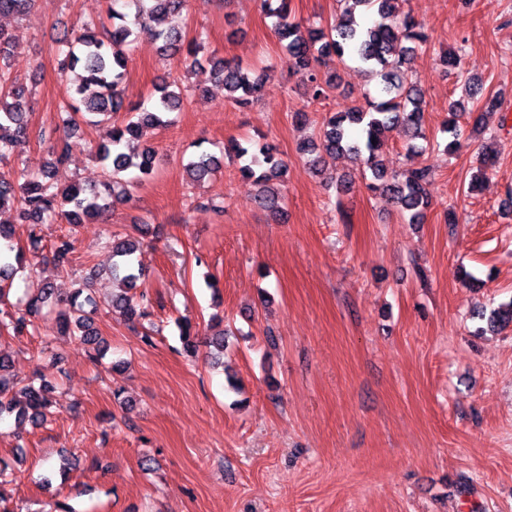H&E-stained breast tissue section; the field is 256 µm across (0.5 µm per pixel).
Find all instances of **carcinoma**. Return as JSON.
Masks as SVG:
<instances>
[{
  "label": "carcinoma",
  "mask_w": 512,
  "mask_h": 512,
  "mask_svg": "<svg viewBox=\"0 0 512 512\" xmlns=\"http://www.w3.org/2000/svg\"><path fill=\"white\" fill-rule=\"evenodd\" d=\"M37 0H0V14L24 15ZM290 0H261L265 15L273 19L274 33L288 51V67L304 77L315 100L324 99L334 85L333 78L321 75L320 67L328 62L351 58L361 71L379 81V96L365 98V104L348 112H328L324 116L319 139L301 147L311 156L314 171H319L322 154H348L359 159L371 171L373 182L368 188L388 195L401 211L409 214L413 224L422 222L430 207L427 185L432 169L426 164H414L401 173L389 172L380 163L379 153L387 133L398 125L407 128L411 143L406 150L409 158L419 157L425 147L417 140L426 139L424 130L423 94L408 79L405 65L408 57L423 43L427 35L409 14L397 10L399 0H341L345 7L329 26H306L291 19ZM186 0H107V21L82 22L71 34L58 41V51L64 65L82 70L79 83H65L62 101L55 113L54 127L48 135L49 160L40 172L18 176L0 171V214L10 218L0 220V298L4 296L1 282L13 277L20 269V255L13 254L10 220L32 226L29 250L37 255L44 250L39 226L59 220L77 225L98 220L112 211L115 204L128 197L119 192V175L138 171L136 179L150 176L156 166V153L150 147L130 149L140 127H166L168 115L180 109L182 97L179 80L166 79L157 83L150 93V107L127 104L122 94L126 78L130 47L142 34L159 43L160 55L175 58L184 72L195 78V89L205 91L209 82L224 85L226 97L239 105H247L257 97L260 77L236 61L226 60L207 48L202 35L186 40L178 25L161 26L160 17L182 13ZM11 34L0 28V162L20 160L27 126L28 87L10 79L7 73L10 59ZM466 111L465 103L456 100L449 106L452 118L443 127L448 134L444 151L457 146L459 125L457 113ZM126 113L124 121L112 123V115ZM95 128L108 125L107 141L97 146L95 159L103 170L102 186L89 188L80 183L59 186L53 182V169L65 163L78 144L81 125ZM228 153L243 162L239 171L253 177L259 186L258 201L275 215H283L281 190L278 188L287 170V163L271 144H258L246 139L235 141ZM497 151L485 147L483 166L472 176L471 188L478 187L481 178L496 164ZM220 169L218 158L206 152L192 157L186 164L191 183L212 178ZM139 241L124 239L112 242V275L121 274L129 288H137L141 268L136 253ZM50 260L58 270L70 268L72 247L69 239H58L49 250ZM53 283L35 279L21 299L22 311H16L0 301V334L9 330L19 333L28 326V317L38 314L51 299ZM77 289L65 298L72 314L63 318L65 336L99 350L100 338L93 328L91 313L83 309ZM124 295L112 298V310L132 324L148 316L144 303ZM487 329L494 331L512 324V301L502 303L480 314ZM10 367L9 359L0 355V417L15 415L19 419L40 421L53 407L47 384L30 381L19 389L5 382L3 372Z\"/></svg>",
  "instance_id": "obj_1"
}]
</instances>
